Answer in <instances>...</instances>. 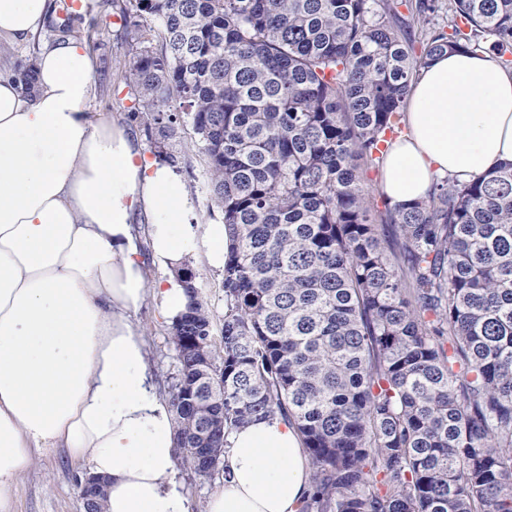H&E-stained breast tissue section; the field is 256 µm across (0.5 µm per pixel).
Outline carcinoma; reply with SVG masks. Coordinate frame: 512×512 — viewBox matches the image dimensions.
<instances>
[{"mask_svg": "<svg viewBox=\"0 0 512 512\" xmlns=\"http://www.w3.org/2000/svg\"><path fill=\"white\" fill-rule=\"evenodd\" d=\"M108 2L140 18L126 80L154 148L177 99L230 235L223 354L191 272L171 326L194 474L224 463L231 429L280 415L313 469L299 512H512V164L387 199L383 224L359 178L434 56H512V0ZM443 10L449 32L429 26ZM97 27L50 6L56 36Z\"/></svg>", "mask_w": 512, "mask_h": 512, "instance_id": "1", "label": "carcinoma"}]
</instances>
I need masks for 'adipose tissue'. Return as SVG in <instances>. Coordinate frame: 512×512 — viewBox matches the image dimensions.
Instances as JSON below:
<instances>
[{
    "mask_svg": "<svg viewBox=\"0 0 512 512\" xmlns=\"http://www.w3.org/2000/svg\"><path fill=\"white\" fill-rule=\"evenodd\" d=\"M47 0H0V41L26 42ZM35 90L0 71V512L36 455L65 452L107 482V512H191L175 481V416L132 315L188 302L177 276L149 278L202 255L224 267L225 224H193L184 181L149 159L130 128L84 110L92 60L66 37L36 59ZM407 138L384 157L393 204L427 198L436 179L471 180L512 162V71L487 55L446 52L408 95ZM149 221V250L134 224ZM224 488L204 512H298L311 463L280 416L235 428Z\"/></svg>",
    "mask_w": 512,
    "mask_h": 512,
    "instance_id": "obj_1",
    "label": "adipose tissue"
}]
</instances>
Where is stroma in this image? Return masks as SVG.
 Masks as SVG:
<instances>
[{
  "label": "stroma",
  "mask_w": 512,
  "mask_h": 512,
  "mask_svg": "<svg viewBox=\"0 0 512 512\" xmlns=\"http://www.w3.org/2000/svg\"><path fill=\"white\" fill-rule=\"evenodd\" d=\"M83 3L92 7L99 20L95 45L89 50L93 61L92 94L86 109L120 124L133 123L147 157L155 158L154 136L147 131L140 115L135 114L134 96L126 82L131 61L129 29L116 21L105 0H83ZM166 151L174 159L173 169L187 185L190 223L212 222L210 196L204 186L203 154L189 125L182 121L175 124ZM133 319L144 332L161 390L169 392L179 362L160 302L147 300ZM77 478L74 467L62 451L43 453L12 492L14 512H84ZM175 480L187 495L192 512H201L209 496L223 487L224 473L219 470L211 477L201 478L179 463L175 466Z\"/></svg>",
  "instance_id": "35a3bbf8"
}]
</instances>
